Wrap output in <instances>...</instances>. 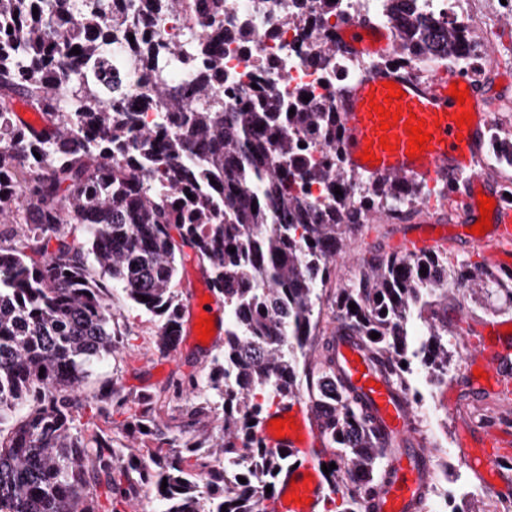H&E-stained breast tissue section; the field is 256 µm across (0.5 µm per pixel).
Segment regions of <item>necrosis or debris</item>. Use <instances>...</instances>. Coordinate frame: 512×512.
<instances>
[{"label": "necrosis or debris", "instance_id": "1", "mask_svg": "<svg viewBox=\"0 0 512 512\" xmlns=\"http://www.w3.org/2000/svg\"><path fill=\"white\" fill-rule=\"evenodd\" d=\"M386 0H337L331 14L303 32L288 27L285 19L296 9L295 0H224L227 29L247 28L249 40L224 41V83L221 93L248 87L259 80L276 81L288 99L310 97L338 105L350 88L380 65L419 79L442 67L441 59L414 52L390 62L372 53H339L335 63L317 68L307 62L313 43L322 42L336 30L365 22L371 32L390 29Z\"/></svg>", "mask_w": 512, "mask_h": 512}]
</instances>
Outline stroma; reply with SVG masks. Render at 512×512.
I'll return each mask as SVG.
<instances>
[{"label":"stroma","instance_id":"obj_1","mask_svg":"<svg viewBox=\"0 0 512 512\" xmlns=\"http://www.w3.org/2000/svg\"><path fill=\"white\" fill-rule=\"evenodd\" d=\"M486 9L492 14L497 27L494 38L495 56L480 75L479 80L488 90H495L499 75L512 72V12L499 7L497 0H488ZM411 226L409 218L397 219L384 213L369 214L364 224L350 235L333 264L335 274L322 288L315 311L319 324L307 347L309 358H317L333 325L331 301L340 288L353 284L361 260L391 256L399 240ZM176 289L187 296L190 307L185 315L184 330L176 350L161 353L154 348V322L132 309L125 294L112 290L108 299L112 307V327L117 330L120 346L114 358L95 370L84 387L92 393L106 382H113L125 391L138 392L167 385L187 378L204 377L210 361L224 348L223 341L201 344L196 336V320L192 311L201 300H209L215 319L224 316L222 296L211 292L196 261L180 265L175 282ZM448 338L462 336L461 319L512 321V304L499 297H462L458 292L448 294ZM497 421L512 430V393H497L477 407L465 406L446 409L432 421L431 445L437 450L438 466L434 468L433 486L447 493V512H492L502 503L512 505V496L494 493L483 478L473 471L459 456L458 431L473 422Z\"/></svg>","mask_w":512,"mask_h":512}]
</instances>
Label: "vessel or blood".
I'll return each instance as SVG.
<instances>
[{"mask_svg": "<svg viewBox=\"0 0 512 512\" xmlns=\"http://www.w3.org/2000/svg\"><path fill=\"white\" fill-rule=\"evenodd\" d=\"M364 27L342 29L330 35L327 44L337 51L359 43ZM395 83L405 93L401 100V121L395 127L381 129L372 103H383L386 83ZM467 87L469 98L458 105L451 97L453 83ZM493 101L479 92L477 82L458 72L436 74L426 80L385 68L371 71L345 92L340 114V139L348 167L358 174L404 180L440 179L452 188L450 194L455 213L465 224L476 223L480 216L478 196L497 198L495 178L475 173L478 149L488 126ZM472 114L469 128L459 129L455 117L461 110ZM425 120L431 134L428 147L416 159H408L409 136L404 125L409 116ZM396 139L398 147L386 151L381 137ZM372 148L379 159L369 165L360 159L364 148ZM491 230L486 240L493 249L486 262L499 268L512 267V253L504 244L512 242V209L494 207ZM477 343L471 344L472 357L479 359L485 379L465 371L462 382L471 392L472 403H480L487 389L512 388V332L501 321L478 324ZM336 377L340 384L354 390L366 406L373 421L376 438L386 458V478L371 494L370 512H421L432 474V452L413 426V410L407 395L395 386L386 367L367 349L359 336L344 326L330 333ZM277 417L291 416L293 427L283 432L263 429L262 435L271 448L289 449L294 457L285 481H282L268 512H316L324 494V480L319 463L324 436L317 411L304 399L296 398L279 408ZM458 446L467 453L470 467L490 474L495 483H503L505 473L500 464L512 456V438L486 425L471 424L463 428Z\"/></svg>", "mask_w": 512, "mask_h": 512, "instance_id": "b4317fda", "label": "vessel or blood"}]
</instances>
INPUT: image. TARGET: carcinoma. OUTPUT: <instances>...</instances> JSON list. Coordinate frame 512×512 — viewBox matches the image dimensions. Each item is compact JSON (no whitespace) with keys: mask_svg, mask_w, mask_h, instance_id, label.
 <instances>
[{"mask_svg":"<svg viewBox=\"0 0 512 512\" xmlns=\"http://www.w3.org/2000/svg\"><path fill=\"white\" fill-rule=\"evenodd\" d=\"M297 2L288 23L308 28L334 0ZM414 2L386 0L392 57L412 50L458 62L461 31L432 26ZM161 14L182 20L181 37L151 30ZM225 34L224 0H0V220L19 225L0 238V512H123L144 486L155 512H263L274 496L266 487L291 460L258 437L262 414L296 396L301 372L336 449L327 512H362L379 481L383 452L360 399L337 385L329 352L311 362L304 348L344 235L370 211H410L420 187L377 178L365 196L335 194L357 175L342 160L332 107L289 102L274 82L224 99L215 86ZM116 42L135 61L126 82L107 76ZM314 50V63H334L326 43ZM200 61L189 96L173 92L170 71ZM138 87L159 112L148 129L126 106ZM17 101L42 125L22 121ZM305 141L328 149L322 162L304 154ZM313 183L324 189L320 206L298 193ZM189 255L230 312L203 395L176 425L160 392L112 384L80 397L119 349L110 289L156 318L157 351L174 347L186 310L174 284ZM442 269L448 260L433 252L367 261L337 291L332 318L383 355L389 373L412 372L414 358L433 376L448 361L437 325L448 292L422 284ZM453 278L512 303V274L462 261ZM425 313L432 321L416 345L405 322ZM114 410L126 414L118 425ZM215 457L246 482L226 481ZM344 475L361 483L342 493Z\"/></svg>","mask_w":512,"mask_h":512,"instance_id":"carcinoma-1","label":"carcinoma"}]
</instances>
